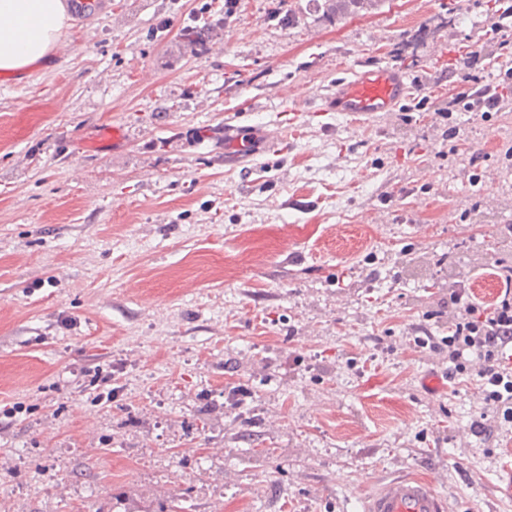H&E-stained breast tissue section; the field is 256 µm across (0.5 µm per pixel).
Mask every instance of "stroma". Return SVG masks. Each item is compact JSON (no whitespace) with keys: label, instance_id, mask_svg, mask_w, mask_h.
Returning <instances> with one entry per match:
<instances>
[{"label":"stroma","instance_id":"stroma-1","mask_svg":"<svg viewBox=\"0 0 512 512\" xmlns=\"http://www.w3.org/2000/svg\"><path fill=\"white\" fill-rule=\"evenodd\" d=\"M98 2L0 75V512H362L403 472L512 512V423L472 433L476 383L417 344L512 262V92L441 116L501 83L512 18L238 0L191 49L224 0ZM363 63L418 98L324 111ZM228 123L280 138L230 168Z\"/></svg>","mask_w":512,"mask_h":512}]
</instances>
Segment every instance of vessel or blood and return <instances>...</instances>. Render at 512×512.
I'll return each instance as SVG.
<instances>
[{
    "label": "vessel or blood",
    "mask_w": 512,
    "mask_h": 512,
    "mask_svg": "<svg viewBox=\"0 0 512 512\" xmlns=\"http://www.w3.org/2000/svg\"><path fill=\"white\" fill-rule=\"evenodd\" d=\"M411 86L405 75L393 68L363 66L354 79L337 82L326 98L327 111L343 115L368 117L377 113L395 112L410 97ZM254 136L244 131L224 129V162L236 165L251 155ZM362 512H455L449 498L439 492L431 478L402 474L383 481L362 499Z\"/></svg>",
    "instance_id": "1"
}]
</instances>
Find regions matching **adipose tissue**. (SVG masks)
I'll return each instance as SVG.
<instances>
[{"mask_svg": "<svg viewBox=\"0 0 512 512\" xmlns=\"http://www.w3.org/2000/svg\"><path fill=\"white\" fill-rule=\"evenodd\" d=\"M66 20L64 0H0V73L45 61Z\"/></svg>", "mask_w": 512, "mask_h": 512, "instance_id": "1", "label": "adipose tissue"}]
</instances>
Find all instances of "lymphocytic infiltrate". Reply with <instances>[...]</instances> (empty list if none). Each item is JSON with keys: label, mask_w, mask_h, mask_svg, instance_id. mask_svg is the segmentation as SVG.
Instances as JSON below:
<instances>
[{"label": "lymphocytic infiltrate", "mask_w": 512, "mask_h": 512, "mask_svg": "<svg viewBox=\"0 0 512 512\" xmlns=\"http://www.w3.org/2000/svg\"><path fill=\"white\" fill-rule=\"evenodd\" d=\"M455 319L448 336L422 340V347L447 353L449 377L468 376L479 386L484 409L494 418L512 423V277L492 306L474 303L466 289L452 291L448 299Z\"/></svg>", "instance_id": "1"}]
</instances>
